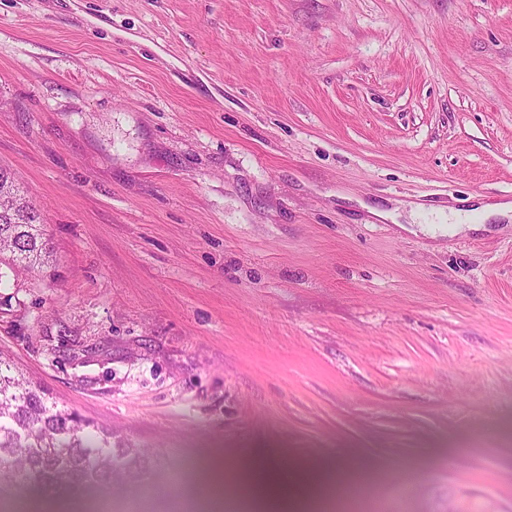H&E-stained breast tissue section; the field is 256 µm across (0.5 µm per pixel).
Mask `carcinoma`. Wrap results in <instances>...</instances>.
I'll return each instance as SVG.
<instances>
[{
	"label": "carcinoma",
	"instance_id": "carcinoma-1",
	"mask_svg": "<svg viewBox=\"0 0 512 512\" xmlns=\"http://www.w3.org/2000/svg\"><path fill=\"white\" fill-rule=\"evenodd\" d=\"M0 264L40 273L51 251L39 211L26 199L16 174L0 167ZM138 453L114 451L112 433L61 408L41 386L15 375L0 358V484L19 474L39 485L112 482L116 471L133 475Z\"/></svg>",
	"mask_w": 512,
	"mask_h": 512
}]
</instances>
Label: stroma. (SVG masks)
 Segmentation results:
<instances>
[{
    "label": "stroma",
    "instance_id": "obj_1",
    "mask_svg": "<svg viewBox=\"0 0 512 512\" xmlns=\"http://www.w3.org/2000/svg\"><path fill=\"white\" fill-rule=\"evenodd\" d=\"M0 166L54 274L0 277V356L142 452L14 512H512V0H0ZM420 206L416 224L369 206ZM334 476L314 480L305 473L293 472L289 478L271 468L238 473L233 488L258 512H288L297 510L299 501H314L321 497Z\"/></svg>",
    "mask_w": 512,
    "mask_h": 512
}]
</instances>
